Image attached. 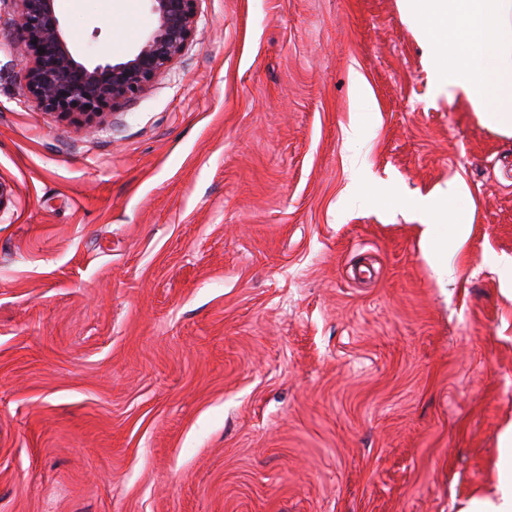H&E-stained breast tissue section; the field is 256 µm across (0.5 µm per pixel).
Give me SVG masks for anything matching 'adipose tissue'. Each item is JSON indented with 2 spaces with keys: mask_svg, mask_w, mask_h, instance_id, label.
<instances>
[{
  "mask_svg": "<svg viewBox=\"0 0 512 512\" xmlns=\"http://www.w3.org/2000/svg\"><path fill=\"white\" fill-rule=\"evenodd\" d=\"M425 44L437 84L449 99L467 101L482 121L512 135V0H400ZM447 240L422 233V248L438 278L449 273L448 256L472 232L471 213L456 214ZM494 495L471 498L463 512H512V424L496 462Z\"/></svg>",
  "mask_w": 512,
  "mask_h": 512,
  "instance_id": "adipose-tissue-1",
  "label": "adipose tissue"
}]
</instances>
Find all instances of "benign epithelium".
I'll return each mask as SVG.
<instances>
[{
	"instance_id": "obj_1",
	"label": "benign epithelium",
	"mask_w": 512,
	"mask_h": 512,
	"mask_svg": "<svg viewBox=\"0 0 512 512\" xmlns=\"http://www.w3.org/2000/svg\"><path fill=\"white\" fill-rule=\"evenodd\" d=\"M16 2L14 49L30 61L28 93L38 107L76 117L90 132L101 109L135 99L179 60L195 30L198 0H150L154 30L121 60L94 65L80 61L55 0Z\"/></svg>"
}]
</instances>
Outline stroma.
<instances>
[{"instance_id": "35a3bbf8", "label": "stroma", "mask_w": 512, "mask_h": 512, "mask_svg": "<svg viewBox=\"0 0 512 512\" xmlns=\"http://www.w3.org/2000/svg\"><path fill=\"white\" fill-rule=\"evenodd\" d=\"M58 9L91 64L155 26L148 0ZM15 16L0 0V512L491 494L512 136L438 90L398 0H198L182 57L91 134L31 102ZM452 181L474 225L441 284L414 204Z\"/></svg>"}]
</instances>
